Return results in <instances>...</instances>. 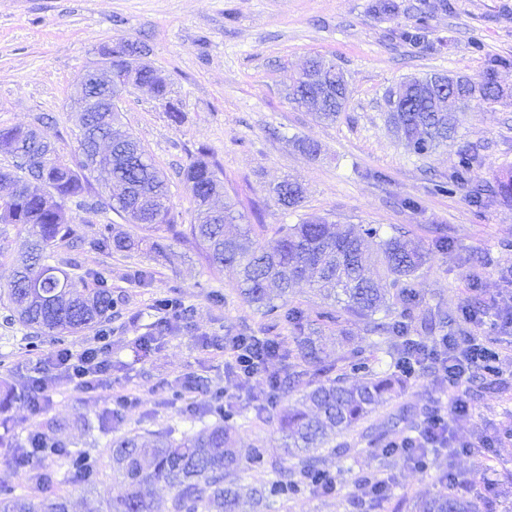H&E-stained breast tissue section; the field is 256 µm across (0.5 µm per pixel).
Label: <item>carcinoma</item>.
<instances>
[{"label": "carcinoma", "instance_id": "1", "mask_svg": "<svg viewBox=\"0 0 512 512\" xmlns=\"http://www.w3.org/2000/svg\"><path fill=\"white\" fill-rule=\"evenodd\" d=\"M111 63L114 83L134 72L156 97L167 96L165 81L150 66L136 63L124 42L112 47ZM495 74L493 65L482 74L478 96L466 92L469 77L454 76L448 86L459 93L461 106L497 100L502 94ZM399 85L402 100L394 106L386 99L385 122L409 152L425 156L454 139L455 127L448 114L439 109L436 74L405 77ZM319 91L299 76L288 79V100L299 107L311 102L310 95ZM344 104L341 89L332 85L318 115L333 121ZM79 149L80 158L68 159L32 130L0 129V154L13 159L12 168H0V180L12 186L8 198L0 200V224L28 228L25 259L5 292L11 317L58 341L92 326H104L112 320L114 304L112 289L102 273L88 271L74 279L49 264L52 248L72 234L65 203L74 200L88 210H111L131 224H174L166 177L139 141L122 129L118 113H84ZM208 157L201 147L183 169V181L191 191L196 212L191 235L203 247L210 265L232 272L244 298L261 309L272 325L285 324L291 329L287 353L303 370L285 374L278 389L288 392L296 379L306 376L309 390L300 401L281 406L275 420L283 437V456L298 459L304 477H316L321 471L311 451L323 447L328 433H341L366 419L402 387V381L391 375L370 374L349 384L343 377H329L332 367L323 364L313 321L300 307L288 306V295L298 283L307 281L322 299L364 318L370 335L391 343L396 336L408 335L409 326L397 319L389 288L400 286L402 305L412 304L414 294L407 280L423 268L427 254L401 228L384 238L376 228L359 234L351 224H336L320 216L281 225L277 237L265 245L254 243L249 236L251 227L244 234L228 235L224 226L244 219V215L230 204L222 208L213 205L223 184ZM97 168L108 171L112 183L120 187L108 200L92 195L88 170ZM33 171L44 186L41 193L30 191L27 185V176ZM271 192L286 209L297 207L303 199V188L296 182L283 181ZM472 196L477 201L493 198L512 202V171L492 184L475 188ZM133 245L130 237L111 235L107 229L96 241L104 251L125 252ZM205 412L215 421L179 439L170 430L153 433L147 440L137 433L112 439V475L124 484L125 493L107 500L106 512H155L143 487L157 482L173 491L170 512H239L237 474L242 458L235 448L230 415L224 413V398L211 399ZM54 426L49 422L46 431L30 437V448L20 454L19 466L25 467L31 457L49 451L66 460L69 478L95 485L98 459L51 440L49 431ZM48 482L46 476H39L38 490L31 495L0 488V512H69L66 495H44ZM287 489L288 475L280 470L271 488L262 484L252 488L251 495L259 504L266 491ZM417 508L418 512H474L472 504L451 496L424 500Z\"/></svg>", "mask_w": 512, "mask_h": 512}]
</instances>
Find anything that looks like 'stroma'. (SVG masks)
<instances>
[{"instance_id": "1", "label": "stroma", "mask_w": 512, "mask_h": 512, "mask_svg": "<svg viewBox=\"0 0 512 512\" xmlns=\"http://www.w3.org/2000/svg\"><path fill=\"white\" fill-rule=\"evenodd\" d=\"M371 0H0V128L33 127L65 156L75 152L78 129L72 110L74 86L98 50L119 39L136 40L148 50L147 63L166 79L170 94L161 100L146 88L124 93L121 121L167 176L173 225L126 223L113 212L71 206L70 240L53 249V265H75L77 274L103 270L110 275L114 308L109 325L107 372L83 393L58 382L47 353L65 347L80 353L93 346L97 329L66 337L57 345L35 337L19 323L5 322L0 299V384L29 390L44 381L39 408L18 402L0 408V486L29 490L24 470L13 458L27 447L42 422L64 426L54 438L72 450L97 456L102 467L95 488L66 480L63 457L40 458L51 491L67 494L70 512H88L100 499L121 493L108 464L113 438L169 429L174 437L209 425L203 408L224 390L231 355L230 337L287 335L271 327L241 296L234 276L209 265L191 237L193 198L182 170L198 146H206L221 170L225 200L246 217L261 213L266 230L258 243L272 240L282 224L310 214L330 217L390 235L401 227L424 246L428 260L410 285L420 308L441 303L452 316L448 333L472 331L462 306L474 305L483 333L495 339L502 379L476 378L470 405L480 427L457 420L456 438L478 443L497 440L493 464L502 485L487 493L477 512H512V204L473 202L474 184L493 181L512 168V95L475 102L454 115L458 138L425 158L406 151L387 129L385 96L406 76L448 72L477 77L501 60L498 72L512 86V0H397L393 16L370 11ZM419 28V43L398 33ZM336 63L347 80L346 104L335 122L288 103L284 84L312 56ZM176 108L180 122L168 116ZM318 144V154L302 150L300 140ZM478 146L479 165L455 179L466 149ZM461 171V170H460ZM293 179L305 189L293 209L278 205L274 185ZM130 235L128 252H104L93 241L102 225ZM446 234L447 245L437 243ZM166 238L167 256L150 250ZM172 298L181 318L158 329L157 300ZM323 356L337 374L395 372L396 353L375 347L362 318L342 315L323 327ZM139 402L123 407L118 395ZM448 395L421 371L404 380L402 391L377 407L358 426L317 452L318 468L332 477L338 492L315 490L295 459L287 467L297 484L271 512H414L417 502L437 497L439 477L453 472L469 478L472 459L439 448L427 470L402 454L381 458L384 441L398 437ZM255 402L241 400L233 419L240 452L266 448L278 452L281 436L272 420L255 417ZM111 414L108 428L98 420ZM390 478L388 499L374 504L357 495L366 477Z\"/></svg>"}]
</instances>
